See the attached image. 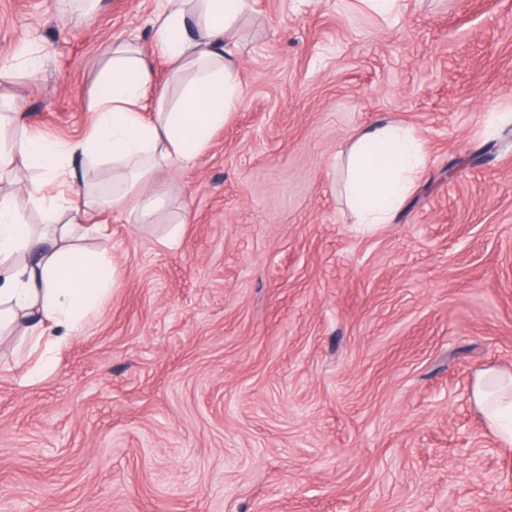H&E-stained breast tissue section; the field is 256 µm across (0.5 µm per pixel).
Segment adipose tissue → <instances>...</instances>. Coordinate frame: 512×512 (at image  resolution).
<instances>
[{
  "mask_svg": "<svg viewBox=\"0 0 512 512\" xmlns=\"http://www.w3.org/2000/svg\"><path fill=\"white\" fill-rule=\"evenodd\" d=\"M246 0H167L153 21V43L171 75L154 80L153 63L136 45L113 48L93 97L86 104V136L66 148L26 135V113L0 124V172L36 168L48 182L75 187L77 160L113 165L112 190L104 205L151 220L159 208L149 186L163 169L186 168L208 148L241 100L237 24ZM423 164L418 139L391 122L361 131L349 154L346 191L362 224L390 223L403 206ZM58 236L37 234L25 224L16 199L0 196V329L25 319L34 337L62 342L82 330L112 290L109 236L97 227L100 249L78 252L71 244L79 206ZM471 401L488 428L512 447V370L476 372Z\"/></svg>",
  "mask_w": 512,
  "mask_h": 512,
  "instance_id": "adipose-tissue-1",
  "label": "adipose tissue"
}]
</instances>
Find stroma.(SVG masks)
I'll use <instances>...</instances> for the list:
<instances>
[{
    "label": "stroma",
    "instance_id": "35a3bbf8",
    "mask_svg": "<svg viewBox=\"0 0 512 512\" xmlns=\"http://www.w3.org/2000/svg\"><path fill=\"white\" fill-rule=\"evenodd\" d=\"M76 7L0 0V120L62 148L113 41L169 78L162 0ZM239 35L242 101L156 174L155 221L92 209L103 306L31 379L0 336V512H512V450L455 387L512 368V0H249ZM388 121L426 164L366 231L345 152Z\"/></svg>",
    "mask_w": 512,
    "mask_h": 512
}]
</instances>
